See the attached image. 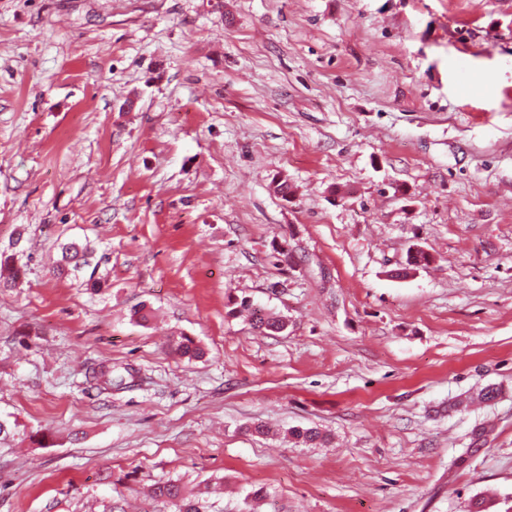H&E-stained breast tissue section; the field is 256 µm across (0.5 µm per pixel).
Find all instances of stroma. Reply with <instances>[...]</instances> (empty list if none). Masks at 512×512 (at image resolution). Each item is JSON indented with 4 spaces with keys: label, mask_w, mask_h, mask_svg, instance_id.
<instances>
[{
    "label": "stroma",
    "mask_w": 512,
    "mask_h": 512,
    "mask_svg": "<svg viewBox=\"0 0 512 512\" xmlns=\"http://www.w3.org/2000/svg\"><path fill=\"white\" fill-rule=\"evenodd\" d=\"M0 256V512L512 495V0H0ZM235 307L232 313H246L252 328L260 332L273 331L279 332L287 329L288 321L283 317L268 312L263 307L255 305L247 297L240 300H232ZM201 491L199 494H204ZM151 495L160 500L177 502L178 512H206L204 506L200 503V495L194 499L188 498L183 491L181 484L177 480H167L158 482L152 486Z\"/></svg>",
    "instance_id": "obj_1"
}]
</instances>
